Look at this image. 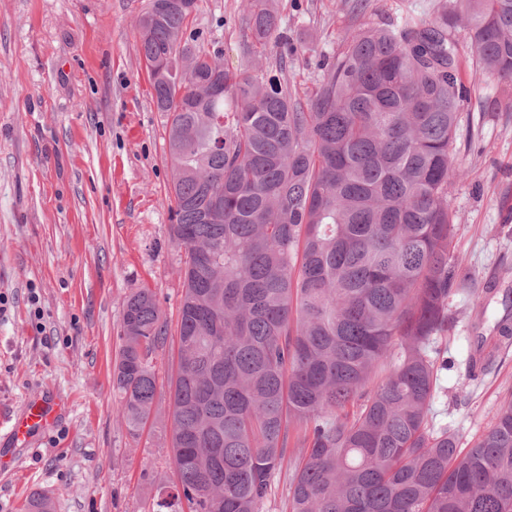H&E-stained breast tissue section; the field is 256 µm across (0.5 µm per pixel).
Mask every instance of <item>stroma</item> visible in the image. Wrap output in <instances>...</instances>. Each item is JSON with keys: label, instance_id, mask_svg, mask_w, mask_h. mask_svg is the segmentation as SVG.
<instances>
[{"label": "stroma", "instance_id": "stroma-1", "mask_svg": "<svg viewBox=\"0 0 512 512\" xmlns=\"http://www.w3.org/2000/svg\"><path fill=\"white\" fill-rule=\"evenodd\" d=\"M148 0H0V512H25L34 491L54 512H149L153 486L173 481L164 445L176 339L153 357L157 408L139 436L117 418L112 375L121 300L151 289L169 324L181 298L184 246L174 242L166 116L139 52L136 18ZM191 24L234 70L251 42L243 0H199ZM279 0L290 53L268 51L298 88L312 87L346 29L383 24L401 0ZM466 96L452 146L448 204L456 261L471 277L435 403L463 441L490 425L512 387V350L466 378L468 338L486 289L512 290V84L479 70L463 28ZM38 303H31V296ZM40 318H33V309ZM472 396L456 400L460 385ZM62 403L24 448L7 421L35 394Z\"/></svg>", "mask_w": 512, "mask_h": 512}]
</instances>
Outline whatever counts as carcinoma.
Masks as SVG:
<instances>
[{
  "mask_svg": "<svg viewBox=\"0 0 512 512\" xmlns=\"http://www.w3.org/2000/svg\"><path fill=\"white\" fill-rule=\"evenodd\" d=\"M135 20L168 115L172 232L185 247L170 459L150 512H512V390L467 450L434 403L470 276L453 259L450 146L469 34L476 65L512 82V0H441L341 37L300 97L250 57L231 72L185 34L179 0ZM251 49L287 43L275 0H247ZM224 90H214L216 83ZM477 325L466 370L512 342V295ZM112 386L136 435L156 408L153 291L120 303ZM28 512H54L38 491Z\"/></svg>",
  "mask_w": 512,
  "mask_h": 512,
  "instance_id": "obj_1",
  "label": "carcinoma"
}]
</instances>
